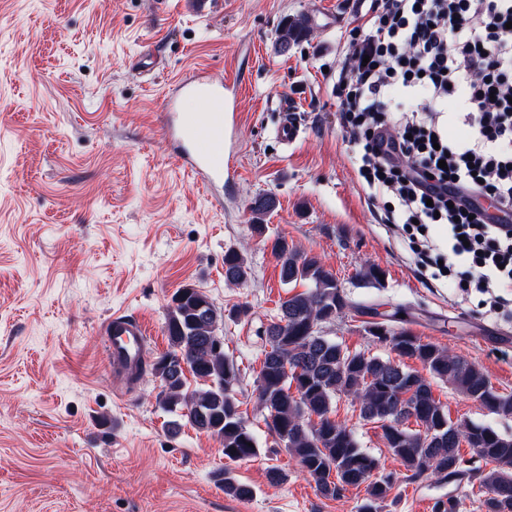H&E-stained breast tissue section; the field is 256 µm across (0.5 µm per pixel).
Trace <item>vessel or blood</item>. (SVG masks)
<instances>
[{"mask_svg": "<svg viewBox=\"0 0 512 512\" xmlns=\"http://www.w3.org/2000/svg\"><path fill=\"white\" fill-rule=\"evenodd\" d=\"M181 90L197 99L202 109L183 112L176 100L165 101L163 137L197 184L208 191L234 172L235 160L226 148V140L238 123V85L233 81L216 84L200 74L182 84ZM145 339L146 329L138 319L112 315L103 330L107 362L120 369L136 367L142 359Z\"/></svg>", "mask_w": 512, "mask_h": 512, "instance_id": "b4317fda", "label": "vessel or blood"}]
</instances>
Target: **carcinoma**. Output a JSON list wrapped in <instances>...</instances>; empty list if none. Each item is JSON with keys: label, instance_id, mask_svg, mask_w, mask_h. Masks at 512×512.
Wrapping results in <instances>:
<instances>
[{"label": "carcinoma", "instance_id": "cac0c4a2", "mask_svg": "<svg viewBox=\"0 0 512 512\" xmlns=\"http://www.w3.org/2000/svg\"><path fill=\"white\" fill-rule=\"evenodd\" d=\"M308 23L297 18L278 31L284 51L308 34ZM280 267L281 282L307 284L309 289L286 297L277 320L266 330L269 350L257 380L258 401L267 412L266 424L315 483L320 494L334 498L348 487L366 485L359 512H377L389 495L392 475L374 476L379 460L359 447L354 432L332 417L333 402L346 395L359 405L360 416L379 424L388 451L415 475L439 479L461 472L459 446L466 443L477 455L493 463L484 475L486 512H512V435L485 424L455 422L437 400L432 380L448 382L486 410L512 416V395L494 390L477 365L405 329L394 331L381 323L368 333L390 345L402 359L421 363L426 374L405 364L383 360L364 351H350L321 335L320 325L357 305L338 290L336 278L320 259L288 244L271 242ZM250 267L244 251L224 252V280L245 282ZM166 331L169 349L151 364V375L162 384L160 404L183 411L187 423L217 438L224 459L231 463L257 455L258 444L239 411L234 395L239 368L224 354V347L208 343L224 322L208 297L195 288H183L173 297ZM203 382L189 390L185 372ZM414 421L418 429L406 426ZM224 493L239 499L252 496V488L224 468Z\"/></svg>", "mask_w": 512, "mask_h": 512}]
</instances>
